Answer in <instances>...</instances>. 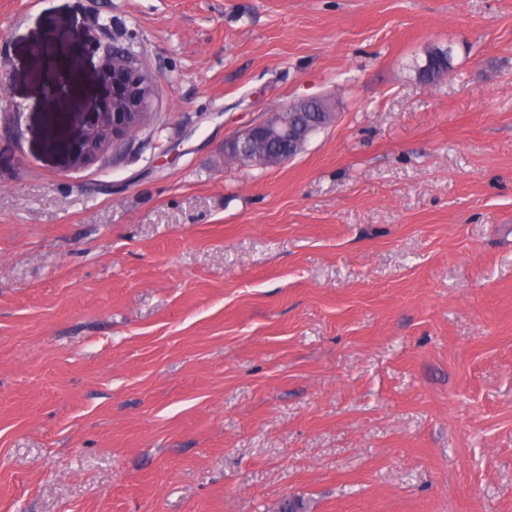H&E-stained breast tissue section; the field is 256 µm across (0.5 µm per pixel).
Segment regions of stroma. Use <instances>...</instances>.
<instances>
[{"instance_id":"35a3bbf8","label":"stroma","mask_w":512,"mask_h":512,"mask_svg":"<svg viewBox=\"0 0 512 512\" xmlns=\"http://www.w3.org/2000/svg\"><path fill=\"white\" fill-rule=\"evenodd\" d=\"M59 31L84 111L103 38L160 78L80 172ZM0 59V512H512V0H0ZM452 67V48L430 46L425 50V59L417 67L418 79L424 85H432L446 76ZM314 99V97L302 98L301 100L298 101V103L304 101L311 102L303 103L301 106L292 111L282 112L281 120L269 130L267 138L264 141L251 146V152L248 155V158L241 157L235 161L250 163L251 165L258 166L251 159V157H254L257 154L267 155L269 157L279 156L278 149L281 147L279 140H281L282 129H284L287 126L288 129L300 126H314L319 127L318 130L321 129V113L335 112V107L333 102L329 99L323 101H318ZM316 132H314L313 134H315ZM312 135L309 136L307 141L310 139ZM307 141L305 142V144L307 143Z\"/></svg>"}]
</instances>
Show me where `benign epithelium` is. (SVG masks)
<instances>
[{
	"label": "benign epithelium",
	"mask_w": 512,
	"mask_h": 512,
	"mask_svg": "<svg viewBox=\"0 0 512 512\" xmlns=\"http://www.w3.org/2000/svg\"><path fill=\"white\" fill-rule=\"evenodd\" d=\"M79 46V35L71 32L58 41L50 56L42 59L40 71L48 103L57 104L63 95H80L70 67V59ZM98 77L102 87L101 105L90 122L82 123L72 113L56 111L60 125L76 128L74 143L61 139L57 146L72 170L86 168L108 153L127 146L130 138L148 125L153 115L157 77L143 66L136 53L111 43L103 44ZM271 125L269 117L251 124L240 135L224 141V145L231 146L241 139L252 140Z\"/></svg>",
	"instance_id": "1"
}]
</instances>
